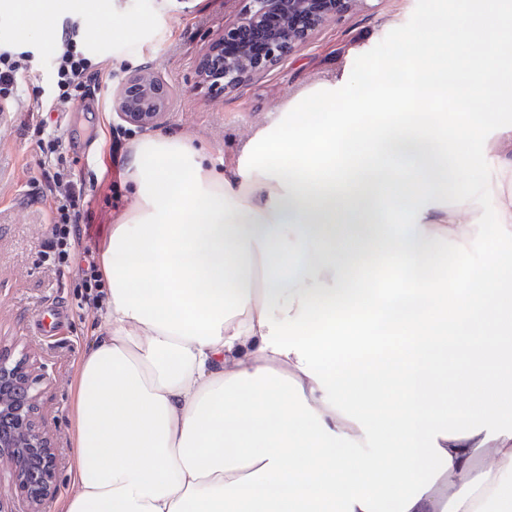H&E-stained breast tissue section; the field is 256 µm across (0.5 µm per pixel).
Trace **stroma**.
I'll list each match as a JSON object with an SVG mask.
<instances>
[{
    "mask_svg": "<svg viewBox=\"0 0 512 512\" xmlns=\"http://www.w3.org/2000/svg\"><path fill=\"white\" fill-rule=\"evenodd\" d=\"M246 0H110L101 15L80 19L83 40L96 50V89L81 108L39 111L53 88L54 50L42 41V22L28 38L0 19V46L33 55L18 82L16 109L0 114V340L19 342L44 375L39 415L58 460L60 494L71 485L75 368L100 322L96 309L79 307L82 280L76 268L57 270L44 258L53 200L45 187L40 142L57 133L65 165L85 185L84 243L97 248L115 219L135 202L124 177L132 142L188 136L214 160L236 156L254 132L338 71H360L365 55L388 57L399 28H417L430 11L452 10L451 0H361L328 21L301 50L238 90L215 95L201 88L199 63L209 46L246 9ZM152 66L174 92L154 127L122 122L112 94L132 73Z\"/></svg>",
    "mask_w": 512,
    "mask_h": 512,
    "instance_id": "35a3bbf8",
    "label": "stroma"
}]
</instances>
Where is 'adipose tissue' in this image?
<instances>
[{
    "label": "adipose tissue",
    "instance_id": "ef3b65f1",
    "mask_svg": "<svg viewBox=\"0 0 512 512\" xmlns=\"http://www.w3.org/2000/svg\"><path fill=\"white\" fill-rule=\"evenodd\" d=\"M92 0H0L49 23ZM239 155L134 144L61 512H512V0H458ZM498 82L496 101L488 86ZM471 153L482 168L485 178L495 186L498 182L503 185L504 191L510 188V180L502 179L498 157L490 152L483 142L476 141L471 144ZM494 199L488 194L480 193L476 196L471 224H491L494 220Z\"/></svg>",
    "mask_w": 512,
    "mask_h": 512
}]
</instances>
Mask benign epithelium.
Segmentation results:
<instances>
[{"mask_svg": "<svg viewBox=\"0 0 512 512\" xmlns=\"http://www.w3.org/2000/svg\"><path fill=\"white\" fill-rule=\"evenodd\" d=\"M200 63V79L211 91H234L286 61L328 21L353 10L360 0H248ZM172 91L151 67L129 75L113 94V109L138 129L165 116ZM18 343L0 347V471L25 504L23 512H44L58 491L57 459L49 432L38 417L35 363Z\"/></svg>", "mask_w": 512, "mask_h": 512, "instance_id": "benign-epithelium-1", "label": "benign epithelium"}]
</instances>
